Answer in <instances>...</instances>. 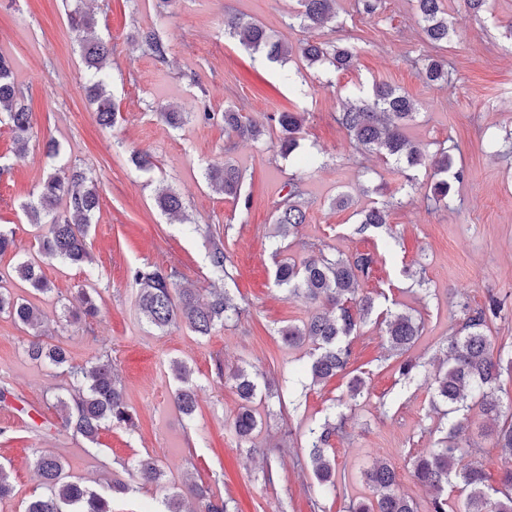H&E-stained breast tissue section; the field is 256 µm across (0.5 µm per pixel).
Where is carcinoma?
Returning a JSON list of instances; mask_svg holds the SVG:
<instances>
[{"label":"carcinoma","instance_id":"1","mask_svg":"<svg viewBox=\"0 0 512 512\" xmlns=\"http://www.w3.org/2000/svg\"><path fill=\"white\" fill-rule=\"evenodd\" d=\"M300 10L290 19L300 21L306 28H320L336 21L337 0H297ZM418 20L425 39L434 46L448 44L454 28L448 20L443 0H415ZM70 24L83 31L81 57L86 74V89L95 106L100 125L116 124L118 111L108 90V76L104 72L111 48L97 33L96 19L87 12L74 9L68 14ZM230 35L248 51L264 60L284 62L297 54L310 66H325L347 72L355 67V48L347 43L303 42L293 46L276 39L263 26L235 17L228 22ZM136 41L156 62H167L169 48L157 28H140ZM419 72L428 85L451 83L448 63L440 58L421 59ZM164 121L172 128H180L187 118L202 123L216 119L224 121V128L239 136L259 140L265 134L264 123L251 119L227 107L215 112L203 100L196 112H181L174 108L161 111ZM417 115L416 102L406 93L381 81L374 82L372 96L367 100L349 101L336 115V122L347 132L355 146L393 162L406 173L409 181L413 172L428 168L436 181L426 195L427 207L433 211L448 209L452 202V186L463 181V168L456 166V145L439 146L428 155L408 134V127ZM280 131L278 151L283 158H294L299 165L315 164L311 156L298 154L305 116L302 112H275L266 117ZM11 127L17 151L23 153L32 129L31 113L21 104L9 60L0 55V122ZM206 179L212 188L244 208L250 207V197L242 193L245 172L228 162L211 165ZM284 194L277 203L273 223L277 235L285 238L294 234L306 221L303 202L302 177L288 175L283 184ZM161 212L184 221V205L179 195L169 187L157 189L154 197ZM99 207V191L86 173L75 167L53 165V171L42 180L37 196L23 205L34 235L33 252L14 267V275L6 278L0 273V314L32 331L26 353L49 368L67 374L70 382L67 396L55 397V408L61 424L73 430L91 444L97 443L105 427L134 426V412L129 406L122 380L115 372L112 359L105 353L95 357L89 365L70 364L68 350L44 340L41 332L45 321L43 311L27 298L16 294L15 283H25L37 295L53 292L42 272V264L59 260L80 266L91 261L88 235L94 213ZM50 221L47 232H41L44 220ZM385 207L373 206L359 213L356 233L387 227ZM211 272L218 278L231 276V259L223 244L213 245L209 252ZM375 258L369 252L350 256L327 254L319 249L296 262L289 259L275 261L274 284L290 296H303L316 305L308 320L300 325L288 324L279 329L282 341L288 345L309 343L313 346L312 361L307 370L311 384L319 385L347 370L353 350L351 340L368 322L375 311V298L358 293L361 282L372 277ZM176 267L142 265L131 269V279L138 287V313L151 326L164 330L180 324L198 336H209L227 321L239 322L248 317L249 309L234 301L225 292H216L210 301L202 304L190 288L178 287ZM100 292L93 288L78 290L79 306L63 307V315L80 312L95 316L99 312ZM503 309V302L495 295L484 305L462 307L459 327L448 335L446 359L434 375L433 402L444 404L448 416V433L438 447L413 460L416 479L432 488L428 512H512V468L506 470L498 485L488 483L483 469L466 461L472 450L458 439L468 427V411L480 406L488 423L487 435L493 447L512 459V406L505 407L498 398L502 373L512 372V357L505 347H495L485 330ZM385 337L392 353L399 358L398 374L407 383L416 381L424 365L408 355L423 331L422 318L409 311L388 312L385 319ZM176 386L174 400L179 411L190 418L197 410V389L190 381L191 369L183 362H173ZM233 388L243 401L233 426L242 440L250 439L261 418L255 402H263L270 394L262 393L258 376L238 369L232 374ZM342 428V422L325 420L305 432L307 457L313 465L319 485V499L313 508H322L321 501L336 498L335 459L331 458L330 441ZM42 492L34 493L21 502V512H112V498L137 490L142 485H157L164 476L158 461L148 455L136 461L131 478L116 479L103 495L88 490L81 481L65 473L60 457L39 452L33 457ZM366 481L372 489V498L354 501L347 512H418L416 505L396 489L395 470L386 462L378 461L366 472ZM199 512H238L232 500L199 494Z\"/></svg>","mask_w":512,"mask_h":512}]
</instances>
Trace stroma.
I'll use <instances>...</instances> for the list:
<instances>
[{
    "label": "stroma",
    "mask_w": 512,
    "mask_h": 512,
    "mask_svg": "<svg viewBox=\"0 0 512 512\" xmlns=\"http://www.w3.org/2000/svg\"><path fill=\"white\" fill-rule=\"evenodd\" d=\"M492 4L477 21L464 0H445L457 34L436 48L421 32L414 0H381L371 18L356 12L354 0H339V31L289 26L296 0H172L161 16L154 0H0V52L12 62L33 125L20 157L10 128L0 124V226L13 229L17 242L0 255V272H11L32 250L33 229L21 206L49 171L44 145L55 138L62 162L97 183L100 204L92 220L91 263L44 266L53 288L40 302L47 340L63 343L80 366L110 351L137 414L135 429H103L93 445L62 429L52 403L68 377L29 359L26 329L0 314V385L12 390L0 401V462L14 486L13 496L0 500V512H20L22 499L37 490L31 465L37 451L59 456L67 472L99 492L139 457L158 459L165 472L161 483L114 502V512H163L171 489L182 494L186 512H194L199 485L236 500L242 512H310L318 486L304 434L342 414L346 427L333 441L337 496L325 501L326 512H343L349 500L371 497L364 473L379 460L394 468L398 492L426 512L432 492L416 482L411 461L438 437L442 416L433 410L429 390L400 381L397 360L372 322L353 341L352 365L367 380L353 405L342 402L349 374L311 385L308 345H287L278 334L283 325L301 324L312 307L273 284V213L283 181L300 172L307 221L287 256L302 259L312 246L332 254L374 253V275L360 292L375 298L377 312L407 306L421 315L424 331L411 353L428 371L444 358L442 342L461 317L460 303L478 306L491 294L505 297L507 306L488 334L511 350L512 156L493 154L488 141L512 133V40L503 29L512 20V0ZM77 7L94 13L99 36L112 48L108 88L121 113L112 128L99 125L87 96L82 34L67 17ZM235 14L291 44L349 39L357 64L329 74L295 55L281 65L251 59L224 28L225 17ZM146 26L157 27L168 42L167 64L156 63L135 42L136 30ZM427 55L447 61L451 84L423 82L416 64ZM376 80L417 102L410 134L421 147L431 152L447 140L456 143L455 161L464 169L463 182L454 188L462 200L457 209L428 210L431 172L417 171L414 183H407L395 165L356 151L337 125L342 98L367 94ZM201 97L216 112L231 106L250 116L306 113L301 144L316 165L300 171L282 158L277 127L254 142L220 122L192 120L174 129L157 112L168 105L192 111ZM136 152L151 156L155 173L135 168ZM225 160L246 169L249 207L209 187L207 165ZM160 182L181 196L191 221L210 225V232H188L168 219L154 203ZM343 191L350 192L351 204L334 207ZM379 205L388 210L390 232L356 233L358 211ZM214 237L230 256L231 278L217 280L210 272ZM171 263L181 268L180 286L198 289L204 299L210 290L227 291L249 306V321L225 324L206 337L184 326L159 330L147 324L137 311L129 271ZM89 287L102 295L99 315L62 320L61 301ZM176 360L191 368L197 386L198 408L190 419L173 401ZM239 367L264 376L281 396L262 411L249 445L232 427L241 401L227 375ZM485 425L479 411H472L462 437L480 445L476 460L494 485L508 461L485 436Z\"/></svg>",
    "instance_id": "35a3bbf8"
}]
</instances>
